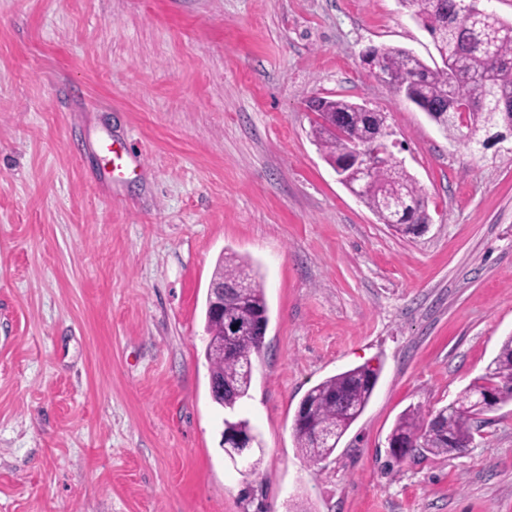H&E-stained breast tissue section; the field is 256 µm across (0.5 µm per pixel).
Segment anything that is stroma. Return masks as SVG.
<instances>
[{
  "label": "stroma",
  "instance_id": "obj_1",
  "mask_svg": "<svg viewBox=\"0 0 512 512\" xmlns=\"http://www.w3.org/2000/svg\"><path fill=\"white\" fill-rule=\"evenodd\" d=\"M384 45L436 55L400 0H0V512H512V403L462 453L390 457L512 335V142L448 137L365 63ZM315 97L386 112L419 234L338 180ZM228 250L269 307L247 479L204 356ZM366 362L369 405L307 461L301 399Z\"/></svg>",
  "mask_w": 512,
  "mask_h": 512
}]
</instances>
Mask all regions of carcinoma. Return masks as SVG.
Masks as SVG:
<instances>
[{
	"mask_svg": "<svg viewBox=\"0 0 512 512\" xmlns=\"http://www.w3.org/2000/svg\"><path fill=\"white\" fill-rule=\"evenodd\" d=\"M412 17L431 35L441 64L431 66L402 47H374L379 80L414 102L427 100L437 107L432 121L451 138L465 145L477 144L496 122H505L498 104L512 99V21L474 0H402ZM456 82L466 110L448 105V88ZM315 109L319 121L313 129L325 161L341 164L356 148L382 147L380 133L387 127L383 112L367 111L347 99L320 97ZM361 201L383 224L408 236L429 222L427 196L393 153L383 151L372 161ZM217 274L232 293L224 296V311L205 303V328L220 336L230 321L252 323L269 318V308L259 271L234 253L224 254ZM264 344L260 333L238 338L230 352L205 349L213 401L232 412L249 396L253 373L246 366ZM380 368L368 363L328 377L304 395L312 411L294 419V438L303 457L316 463L329 457L337 441L367 407L378 381ZM481 394H490L495 406L512 402V336L506 337L485 374L474 379L451 406L425 417L418 408L404 411L397 419L389 441L408 446L406 452L432 455L462 453L473 438V424L485 409L477 407ZM333 432L336 442L313 438L309 429Z\"/></svg>",
	"mask_w": 512,
	"mask_h": 512,
	"instance_id": "1",
	"label": "carcinoma"
}]
</instances>
